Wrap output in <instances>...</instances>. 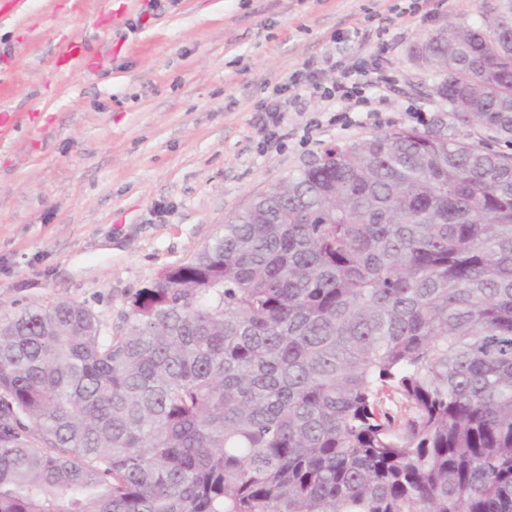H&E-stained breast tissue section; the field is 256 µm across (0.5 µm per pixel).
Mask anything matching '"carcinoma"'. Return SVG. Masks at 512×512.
<instances>
[{"label": "carcinoma", "instance_id": "cac0c4a2", "mask_svg": "<svg viewBox=\"0 0 512 512\" xmlns=\"http://www.w3.org/2000/svg\"><path fill=\"white\" fill-rule=\"evenodd\" d=\"M508 14L427 65L512 137ZM0 512H512V157L337 143L131 298L0 318Z\"/></svg>", "mask_w": 512, "mask_h": 512}]
</instances>
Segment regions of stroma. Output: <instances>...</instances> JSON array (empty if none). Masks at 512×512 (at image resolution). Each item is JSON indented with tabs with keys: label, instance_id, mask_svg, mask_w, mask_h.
<instances>
[{
	"label": "stroma",
	"instance_id": "stroma-1",
	"mask_svg": "<svg viewBox=\"0 0 512 512\" xmlns=\"http://www.w3.org/2000/svg\"><path fill=\"white\" fill-rule=\"evenodd\" d=\"M507 0H14L0 14V318L60 300L118 332L131 297L189 261L227 218L337 142L399 128L512 154L451 111L411 46L479 26ZM84 55L58 66L68 38ZM379 79L360 99L283 88L337 61ZM284 119L269 128L262 103Z\"/></svg>",
	"mask_w": 512,
	"mask_h": 512
}]
</instances>
